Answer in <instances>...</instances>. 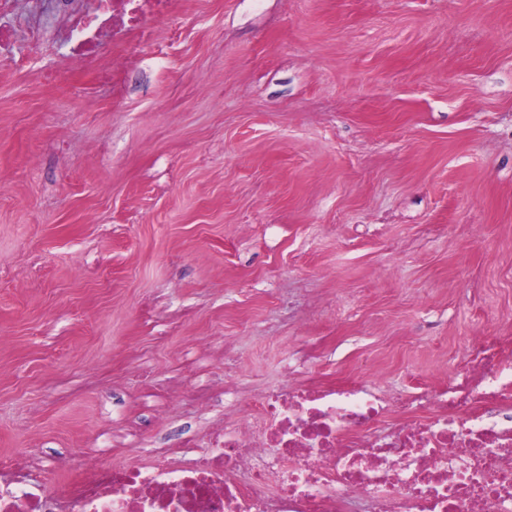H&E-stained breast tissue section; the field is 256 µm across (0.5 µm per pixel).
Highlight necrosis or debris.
I'll use <instances>...</instances> for the list:
<instances>
[{"label":"necrosis or debris","mask_w":512,"mask_h":512,"mask_svg":"<svg viewBox=\"0 0 512 512\" xmlns=\"http://www.w3.org/2000/svg\"><path fill=\"white\" fill-rule=\"evenodd\" d=\"M50 37L95 69L174 0H53ZM460 373L406 396L288 383L150 463L58 458L64 483L0 471V512H512V367L475 338ZM426 419H417V411Z\"/></svg>","instance_id":"1"}]
</instances>
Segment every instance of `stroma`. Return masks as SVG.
<instances>
[{"label": "stroma", "mask_w": 512, "mask_h": 512, "mask_svg": "<svg viewBox=\"0 0 512 512\" xmlns=\"http://www.w3.org/2000/svg\"><path fill=\"white\" fill-rule=\"evenodd\" d=\"M0 55V465L144 462L254 394L512 361V0H177L103 77Z\"/></svg>", "instance_id": "stroma-1"}]
</instances>
